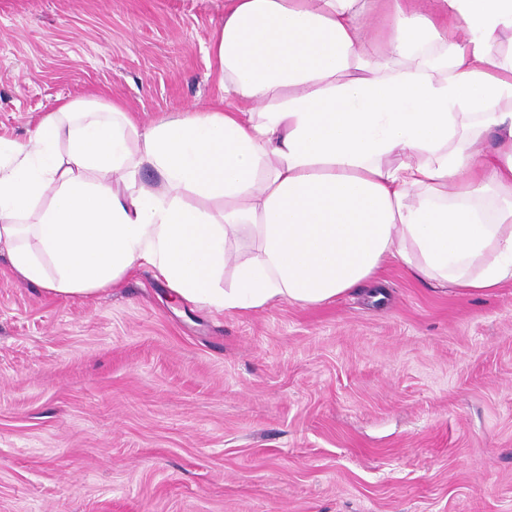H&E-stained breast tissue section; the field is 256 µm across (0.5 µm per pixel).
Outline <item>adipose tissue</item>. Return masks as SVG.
<instances>
[{"mask_svg": "<svg viewBox=\"0 0 512 512\" xmlns=\"http://www.w3.org/2000/svg\"><path fill=\"white\" fill-rule=\"evenodd\" d=\"M506 33L512 0H224L225 101L142 128L77 99L28 142L0 137V246L53 295L148 266L224 312L331 303L391 260L492 294L512 282ZM490 132L488 158L474 145ZM244 233L256 255L220 287Z\"/></svg>", "mask_w": 512, "mask_h": 512, "instance_id": "1", "label": "adipose tissue"}]
</instances>
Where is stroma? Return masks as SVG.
<instances>
[{"label": "stroma", "instance_id": "stroma-1", "mask_svg": "<svg viewBox=\"0 0 512 512\" xmlns=\"http://www.w3.org/2000/svg\"><path fill=\"white\" fill-rule=\"evenodd\" d=\"M224 0H0V135L100 93L152 125L224 95ZM0 512H512V283L389 263L226 314L151 268L53 296L0 257Z\"/></svg>", "mask_w": 512, "mask_h": 512}]
</instances>
